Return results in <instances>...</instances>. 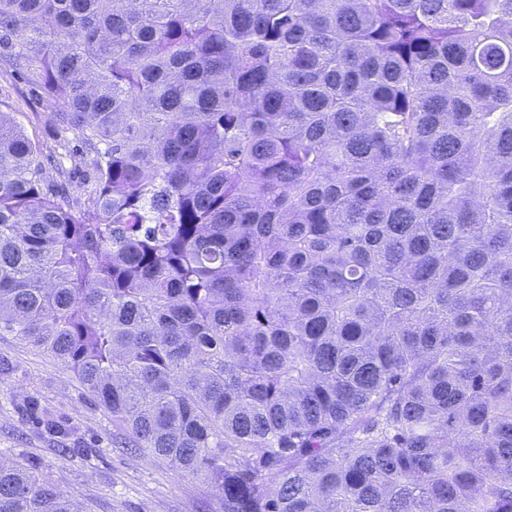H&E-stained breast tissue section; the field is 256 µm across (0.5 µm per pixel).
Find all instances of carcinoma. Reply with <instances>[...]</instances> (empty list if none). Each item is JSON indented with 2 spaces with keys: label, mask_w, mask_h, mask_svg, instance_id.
Instances as JSON below:
<instances>
[{
  "label": "carcinoma",
  "mask_w": 512,
  "mask_h": 512,
  "mask_svg": "<svg viewBox=\"0 0 512 512\" xmlns=\"http://www.w3.org/2000/svg\"><path fill=\"white\" fill-rule=\"evenodd\" d=\"M0 334L221 512H512V0H0ZM0 512H83L0 463ZM0 110L10 112L16 124L40 145L43 155L63 152L60 133L48 119L45 98L14 75H0Z\"/></svg>",
  "instance_id": "carcinoma-1"
}]
</instances>
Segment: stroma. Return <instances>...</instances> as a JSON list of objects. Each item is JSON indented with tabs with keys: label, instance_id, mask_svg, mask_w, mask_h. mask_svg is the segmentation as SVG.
Returning a JSON list of instances; mask_svg holds the SVG:
<instances>
[{
	"label": "stroma",
	"instance_id": "stroma-1",
	"mask_svg": "<svg viewBox=\"0 0 512 512\" xmlns=\"http://www.w3.org/2000/svg\"><path fill=\"white\" fill-rule=\"evenodd\" d=\"M0 110L40 145L59 151L60 133L45 98L21 79L0 75ZM49 414L65 428L40 421ZM128 431L56 358L0 335V459L34 469L75 496L84 512H220L215 491L148 452L129 454Z\"/></svg>",
	"mask_w": 512,
	"mask_h": 512
}]
</instances>
